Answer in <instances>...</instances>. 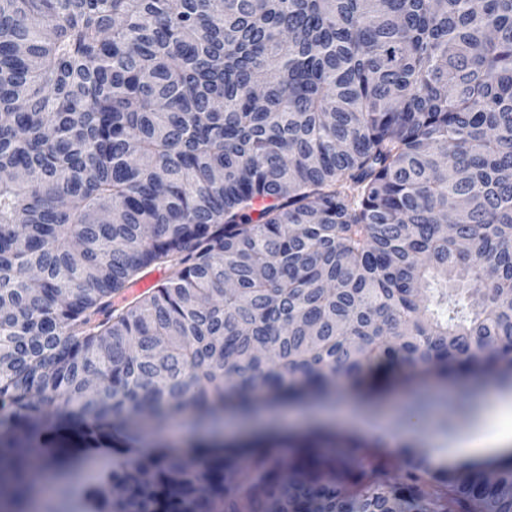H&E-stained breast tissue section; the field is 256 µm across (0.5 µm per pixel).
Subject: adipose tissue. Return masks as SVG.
Segmentation results:
<instances>
[{"label":"adipose tissue","mask_w":512,"mask_h":512,"mask_svg":"<svg viewBox=\"0 0 512 512\" xmlns=\"http://www.w3.org/2000/svg\"><path fill=\"white\" fill-rule=\"evenodd\" d=\"M453 452L468 460L512 452V398H492L483 420L460 438Z\"/></svg>","instance_id":"ef3b65f1"}]
</instances>
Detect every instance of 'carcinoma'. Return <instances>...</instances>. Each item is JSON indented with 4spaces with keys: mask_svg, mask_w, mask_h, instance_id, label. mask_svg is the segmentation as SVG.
<instances>
[{
    "mask_svg": "<svg viewBox=\"0 0 512 512\" xmlns=\"http://www.w3.org/2000/svg\"><path fill=\"white\" fill-rule=\"evenodd\" d=\"M479 370L512 389V0H0V512L188 414ZM384 447L191 436L83 497L512 512V455Z\"/></svg>",
    "mask_w": 512,
    "mask_h": 512,
    "instance_id": "cac0c4a2",
    "label": "carcinoma"
}]
</instances>
